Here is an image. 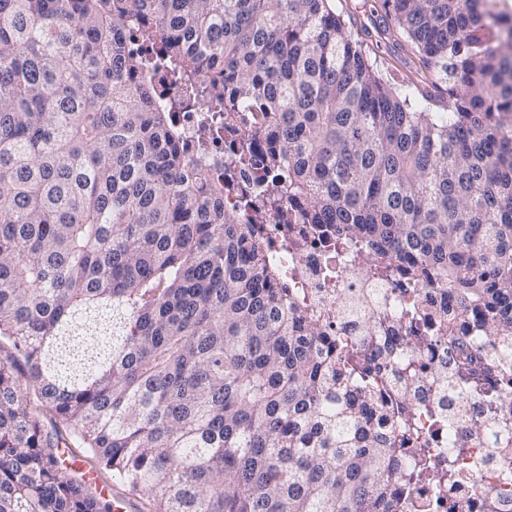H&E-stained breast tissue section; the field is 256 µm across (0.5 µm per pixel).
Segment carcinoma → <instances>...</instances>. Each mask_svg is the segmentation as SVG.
I'll return each mask as SVG.
<instances>
[{
    "mask_svg": "<svg viewBox=\"0 0 512 512\" xmlns=\"http://www.w3.org/2000/svg\"><path fill=\"white\" fill-rule=\"evenodd\" d=\"M448 93L414 106L332 0H0V512H109L23 398L152 512H404L393 416L355 381L159 100L237 136L249 207L334 224L512 337V18L379 0Z\"/></svg>",
    "mask_w": 512,
    "mask_h": 512,
    "instance_id": "1",
    "label": "carcinoma"
}]
</instances>
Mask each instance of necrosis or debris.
<instances>
[{
	"label": "necrosis or debris",
	"mask_w": 512,
	"mask_h": 512,
	"mask_svg": "<svg viewBox=\"0 0 512 512\" xmlns=\"http://www.w3.org/2000/svg\"><path fill=\"white\" fill-rule=\"evenodd\" d=\"M253 231L288 284L296 313L326 328L349 365L375 377L398 415L411 416L396 429L399 447L431 449L438 467L467 449L468 467L457 484L411 488L409 512H487L498 498L512 512L498 480H476L469 470L474 464L491 472L501 460L512 461V355L493 350L483 313L459 312L451 290L433 278L421 299L435 344L422 348L411 367L383 365L381 351L403 348L408 317L399 290L375 279L365 244L336 242L325 224L287 226L272 213Z\"/></svg>",
	"instance_id": "obj_1"
}]
</instances>
